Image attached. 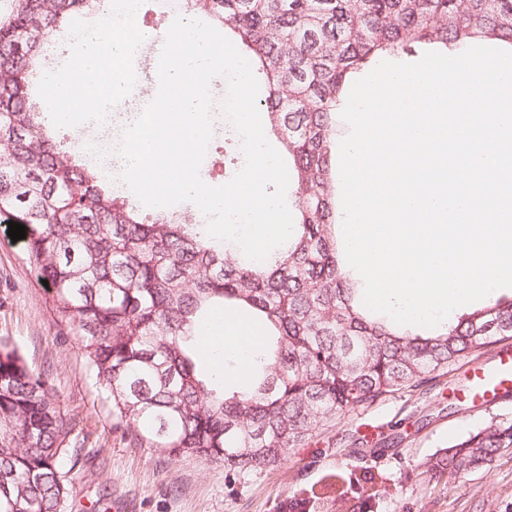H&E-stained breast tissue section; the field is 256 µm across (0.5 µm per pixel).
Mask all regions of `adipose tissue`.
<instances>
[{"mask_svg": "<svg viewBox=\"0 0 512 512\" xmlns=\"http://www.w3.org/2000/svg\"><path fill=\"white\" fill-rule=\"evenodd\" d=\"M142 32L130 30L128 24L109 28L84 27L74 43V56L66 71L45 73V92L58 121L67 123L75 116H94L122 92L118 76L127 66L129 48ZM210 341L221 343L225 353L247 364L257 333L250 324L217 316L211 326Z\"/></svg>", "mask_w": 512, "mask_h": 512, "instance_id": "obj_1", "label": "adipose tissue"}]
</instances>
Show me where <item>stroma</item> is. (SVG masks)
Listing matches in <instances>:
<instances>
[{
	"instance_id": "1",
	"label": "stroma",
	"mask_w": 512,
	"mask_h": 512,
	"mask_svg": "<svg viewBox=\"0 0 512 512\" xmlns=\"http://www.w3.org/2000/svg\"><path fill=\"white\" fill-rule=\"evenodd\" d=\"M123 85V96L107 112L65 125L68 136L104 149L120 145L127 122L154 94L139 54H132ZM243 165L238 135L214 112L202 180L224 185ZM7 231L0 215V342L42 375L76 423L71 492L61 512H295V503L348 471L372 475L380 491L373 512H512V452L496 458L490 470L444 485L426 471L427 461L448 443L491 419L512 417V391L484 405L471 403L465 364L330 423L284 463L238 478L226 477L223 462L149 447L118 425L75 337L25 263L23 242L12 241Z\"/></svg>"
}]
</instances>
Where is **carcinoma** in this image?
<instances>
[{
    "label": "carcinoma",
    "instance_id": "1",
    "mask_svg": "<svg viewBox=\"0 0 512 512\" xmlns=\"http://www.w3.org/2000/svg\"><path fill=\"white\" fill-rule=\"evenodd\" d=\"M97 0H0V213L26 227L25 260L112 410L151 448L220 460L229 473L281 464L329 423L512 339V298L460 310L439 330L378 316L336 248L333 114L387 55L476 38L512 44V0H191L258 65L270 129L288 153L290 239L252 261L206 225L140 211L84 167L29 90L39 34ZM223 305L257 319L250 383L226 390L195 362ZM75 423L0 343V512H60ZM512 451L493 419L427 462L462 479ZM379 491L359 485L352 508Z\"/></svg>",
    "mask_w": 512,
    "mask_h": 512
}]
</instances>
